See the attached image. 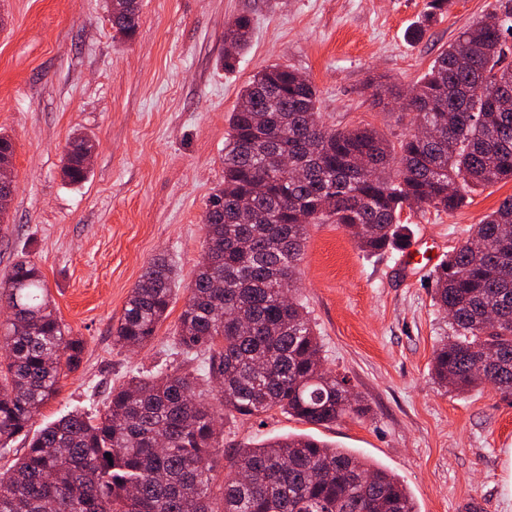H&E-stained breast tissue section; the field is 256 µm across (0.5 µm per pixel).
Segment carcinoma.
<instances>
[{
  "label": "carcinoma",
  "mask_w": 512,
  "mask_h": 512,
  "mask_svg": "<svg viewBox=\"0 0 512 512\" xmlns=\"http://www.w3.org/2000/svg\"><path fill=\"white\" fill-rule=\"evenodd\" d=\"M498 27L462 31L408 91L412 130L393 146L374 128L336 129L315 85L287 66L258 71L240 92L224 143V184L209 197L205 244L175 345L207 356L204 397L196 375L158 372L112 388L106 413L71 412L34 436L0 472V512H416L386 469L355 451L288 434L239 448L213 507L214 455L224 415L271 410L312 425L362 417L367 404L345 377L323 368L321 344L299 298L297 271L309 227L339 224L360 251L403 241L404 208L452 212L467 192L512 180V0H495ZM138 0L112 3V29L132 38ZM252 19L226 23L224 67L249 44ZM496 86L491 111L480 85ZM61 160L73 184L88 171ZM178 273L151 262L131 289L112 341L141 347L172 302ZM434 303L453 334L434 351L432 375L458 393L490 386L512 395V196L433 271ZM0 446L22 434L81 361L82 341L58 320L40 268L17 261L0 277ZM110 457H105V454Z\"/></svg>",
  "instance_id": "carcinoma-1"
}]
</instances>
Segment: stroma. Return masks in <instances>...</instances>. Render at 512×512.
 <instances>
[{
    "mask_svg": "<svg viewBox=\"0 0 512 512\" xmlns=\"http://www.w3.org/2000/svg\"><path fill=\"white\" fill-rule=\"evenodd\" d=\"M495 0H140L130 40L115 38L103 0H0V132L14 144L15 192L0 226V275L22 257L43 275L57 317L83 343L79 367L34 416L32 430L73 409L103 413L135 376L202 373L175 347L204 240L207 200L224 182L228 119L252 76L284 65L311 80L326 125H370L398 140L400 110L375 101L411 87ZM246 14L251 42L224 67V28ZM96 143L87 179L69 183L70 137ZM512 196V180L472 192L453 212L404 210L406 246L440 258ZM403 250L361 252L337 224L310 227L298 288L327 370L344 376L369 417L312 425L280 411L225 417L218 474L235 449L288 434L349 448L395 475L416 512H512V396L457 394L431 375L450 334L433 302L431 268ZM180 284L146 346H114L112 326L154 258Z\"/></svg>",
    "mask_w": 512,
    "mask_h": 512,
    "instance_id": "1",
    "label": "stroma"
}]
</instances>
